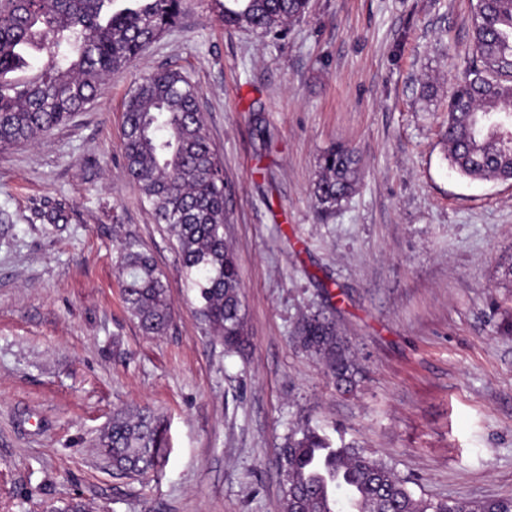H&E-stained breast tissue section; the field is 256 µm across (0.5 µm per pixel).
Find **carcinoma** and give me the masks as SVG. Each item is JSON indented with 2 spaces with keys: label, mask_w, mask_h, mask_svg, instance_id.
<instances>
[{
  "label": "carcinoma",
  "mask_w": 512,
  "mask_h": 512,
  "mask_svg": "<svg viewBox=\"0 0 512 512\" xmlns=\"http://www.w3.org/2000/svg\"><path fill=\"white\" fill-rule=\"evenodd\" d=\"M0 0V149L35 139L79 112L104 76L126 68L177 24L182 0ZM224 26L268 34L303 18L310 0H214ZM473 58L446 107L444 140L456 172L512 179V0H478ZM52 49L46 63L36 57ZM126 169L155 221L175 239L185 287L206 333L227 351L243 341L241 278L224 238L223 165L206 133L197 91L183 72L144 75L126 98ZM355 152L336 145L319 158L317 209L330 213L356 190ZM122 295L146 336H161L172 312L168 284L138 238L120 243ZM296 342L325 363L336 388L360 374L349 345L323 313L305 315ZM98 447L118 472L144 475L156 463L161 426L147 407L118 410ZM285 512H512V497H415L385 463L352 446L333 447L307 427L281 449Z\"/></svg>",
  "instance_id": "1"
}]
</instances>
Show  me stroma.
Masks as SVG:
<instances>
[{"mask_svg": "<svg viewBox=\"0 0 512 512\" xmlns=\"http://www.w3.org/2000/svg\"><path fill=\"white\" fill-rule=\"evenodd\" d=\"M476 4L311 0L258 35L183 0L83 111L0 150V512H283L280 450L306 426L415 496L512 495V180L461 178L441 138ZM163 68L195 86L224 161L244 314L232 354L204 336L175 241L126 171L125 96ZM336 143L360 180L323 214L312 184ZM130 233L167 279L161 336L122 298ZM318 310L355 355L353 394L295 343ZM144 406L164 430L158 465L118 473L98 437Z\"/></svg>", "mask_w": 512, "mask_h": 512, "instance_id": "1", "label": "stroma"}]
</instances>
